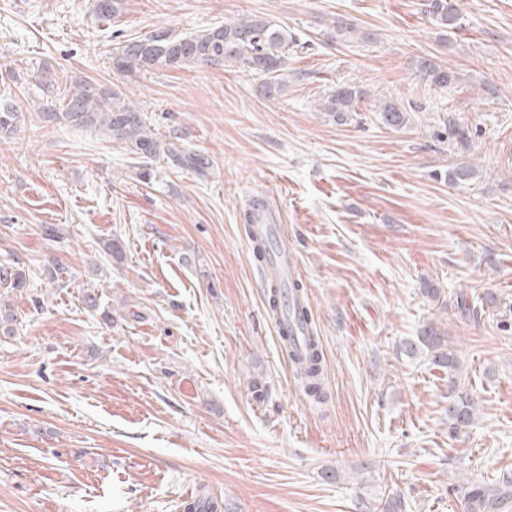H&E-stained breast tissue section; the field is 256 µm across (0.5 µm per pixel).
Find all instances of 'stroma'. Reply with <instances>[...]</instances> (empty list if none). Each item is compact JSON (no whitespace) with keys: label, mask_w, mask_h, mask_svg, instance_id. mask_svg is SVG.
<instances>
[{"label":"stroma","mask_w":512,"mask_h":512,"mask_svg":"<svg viewBox=\"0 0 512 512\" xmlns=\"http://www.w3.org/2000/svg\"><path fill=\"white\" fill-rule=\"evenodd\" d=\"M425 2L127 0L101 21L93 0H0V98L21 114L0 134V268L26 280L0 286V512H466L465 482L512 471V0H461L449 48ZM250 14L296 40L275 95L239 65L112 67L123 40ZM338 17L369 39H332ZM79 80L208 168L44 122ZM338 83L366 92L344 125L317 110ZM382 99L411 124L382 125ZM450 119L468 147L435 138ZM461 162L474 180L439 179ZM256 200L296 257L318 399L269 318ZM429 326L478 408L457 436L447 372L403 350ZM415 65L419 75L435 86H448L456 78L454 71L443 69L426 58L418 59Z\"/></svg>","instance_id":"obj_1"}]
</instances>
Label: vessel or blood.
<instances>
[{"label":"vessel or blood","mask_w":512,"mask_h":512,"mask_svg":"<svg viewBox=\"0 0 512 512\" xmlns=\"http://www.w3.org/2000/svg\"><path fill=\"white\" fill-rule=\"evenodd\" d=\"M250 238L255 242H265L268 246L264 265L266 273L284 284L294 282L298 267L293 253L282 243L283 226L280 213L266 205L258 207L250 226ZM310 322V306L303 302L297 310L280 315L275 329L281 336L289 333L298 336L306 333Z\"/></svg>","instance_id":"vessel-or-blood-1"}]
</instances>
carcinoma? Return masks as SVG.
Returning a JSON list of instances; mask_svg holds the SVG:
<instances>
[{"instance_id": "cac0c4a2", "label": "carcinoma", "mask_w": 512, "mask_h": 512, "mask_svg": "<svg viewBox=\"0 0 512 512\" xmlns=\"http://www.w3.org/2000/svg\"><path fill=\"white\" fill-rule=\"evenodd\" d=\"M125 0H94V13L100 20H111L124 10ZM428 13L434 26L440 30L441 39L460 26L458 0H430ZM293 37L287 29L260 15L242 16L224 25L200 30L191 34H175L168 28H157L148 36L123 41L112 52V65L128 76L146 71L157 65L181 66L206 64L229 66L239 63L249 70L274 79L286 70L288 45ZM420 76L436 86H446L456 75L433 61L420 58L416 61ZM365 91L356 85L340 83L318 104L325 112L344 124L353 117L357 102ZM65 104L48 100L39 106V112L49 121L64 120L76 126L105 131L112 139L124 142L144 159H152L160 152H169L154 137L143 119L139 105L127 97L113 94L91 82L79 83L64 97ZM382 122L391 128L401 129L410 124V113L391 100H383L377 107ZM19 120L18 108L9 103L0 104V131L8 132ZM476 169L460 163L444 172L450 184L467 183L474 178ZM404 351L411 358L424 354L431 362L448 370V429L459 433L473 425L476 405L467 396L454 393L458 360L448 349L439 333L432 327L424 329L415 339L405 343ZM288 358L298 378L309 393H321L317 382L322 372L321 355L309 347L301 350L295 337H288ZM470 512H509L512 508V473L505 472L500 486L487 490L473 487L464 492Z\"/></svg>"}]
</instances>
